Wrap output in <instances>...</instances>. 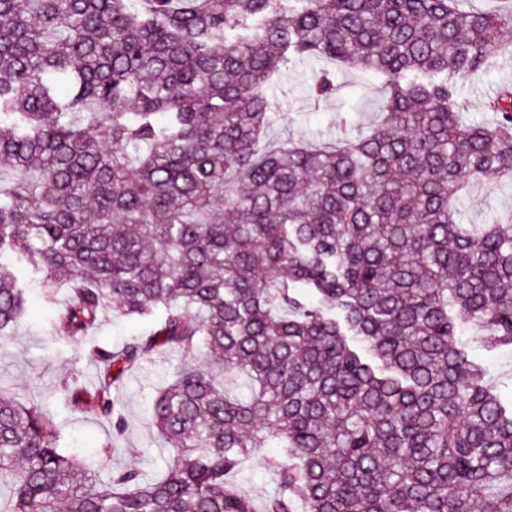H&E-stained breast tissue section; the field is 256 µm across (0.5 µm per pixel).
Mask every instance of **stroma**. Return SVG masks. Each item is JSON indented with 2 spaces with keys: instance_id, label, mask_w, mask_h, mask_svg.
I'll return each instance as SVG.
<instances>
[{
  "instance_id": "obj_1",
  "label": "stroma",
  "mask_w": 512,
  "mask_h": 512,
  "mask_svg": "<svg viewBox=\"0 0 512 512\" xmlns=\"http://www.w3.org/2000/svg\"><path fill=\"white\" fill-rule=\"evenodd\" d=\"M314 67V61L307 60L281 73L276 95L284 108L267 130V140L288 135L297 139L337 135L334 115L343 100L358 103L356 120L361 129H368L378 120L381 91L362 93L354 86L355 75L351 72L339 74L336 99L319 106L312 104L303 86L312 77ZM507 87L512 88V54L500 57L486 75L465 80L462 96L474 119L492 121L488 103ZM460 206L468 223H492L500 214L512 210V186L505 182L473 186L462 197ZM70 294L71 287L67 284L57 288L50 298L40 286H32L22 322L13 335L0 339V387L17 393L21 402L34 401L45 406L54 416L63 446H82L101 480H109L113 471L126 468L156 474L171 462L172 455L152 424V400L161 385L172 378L180 364V355L172 349L153 352L125 375L121 393L126 429L121 437H114L109 421L79 410L65 390L94 384L97 368L87 357L91 348L120 347L149 333L154 324L106 310L97 327L86 336L75 341L57 338L50 319ZM481 336L478 327L468 325L463 330V339L472 355L487 370L486 382L495 384L503 398H510L512 351L487 349L481 343ZM232 480L250 493L255 512H263L266 499L277 488L274 475L257 456L246 459Z\"/></svg>"
}]
</instances>
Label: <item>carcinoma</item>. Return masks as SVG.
Segmentation results:
<instances>
[{"label": "carcinoma", "instance_id": "carcinoma-1", "mask_svg": "<svg viewBox=\"0 0 512 512\" xmlns=\"http://www.w3.org/2000/svg\"><path fill=\"white\" fill-rule=\"evenodd\" d=\"M464 2L0 0V337L35 280L75 285L57 336L107 308L155 321L69 390L118 436L113 386L154 349L182 360L152 402L157 478L101 484L0 389V512H254L229 476L272 444L264 512H512V406L460 341L469 322L512 349V212L459 208L512 179V89L492 123L459 93L512 52V0ZM306 58L378 81L382 119L268 144L273 79ZM469 224H491L500 214L512 210V187L501 184L475 185L460 201Z\"/></svg>", "mask_w": 512, "mask_h": 512}]
</instances>
